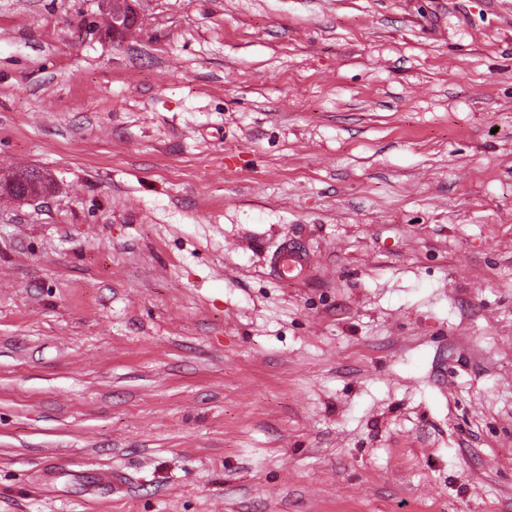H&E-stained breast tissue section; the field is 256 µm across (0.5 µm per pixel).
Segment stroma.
Instances as JSON below:
<instances>
[{"label": "stroma", "mask_w": 512, "mask_h": 512, "mask_svg": "<svg viewBox=\"0 0 512 512\" xmlns=\"http://www.w3.org/2000/svg\"><path fill=\"white\" fill-rule=\"evenodd\" d=\"M137 9L0 0V512H512V0ZM270 265L281 277L300 278L304 275L305 264L301 247L294 242L284 241L270 258Z\"/></svg>", "instance_id": "35a3bbf8"}]
</instances>
